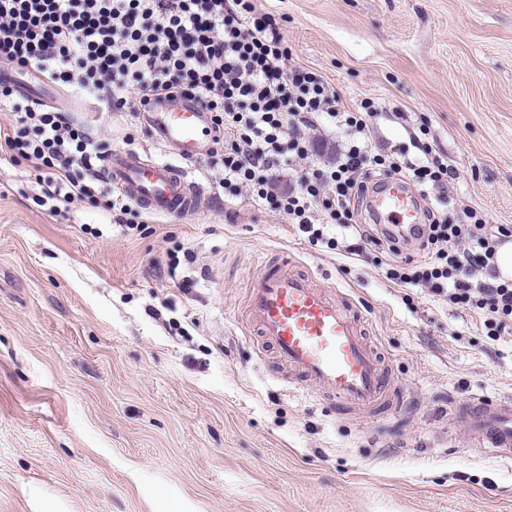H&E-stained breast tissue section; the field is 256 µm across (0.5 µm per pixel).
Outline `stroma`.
I'll list each match as a JSON object with an SVG mask.
<instances>
[{
    "mask_svg": "<svg viewBox=\"0 0 512 512\" xmlns=\"http://www.w3.org/2000/svg\"><path fill=\"white\" fill-rule=\"evenodd\" d=\"M252 3L347 109L384 111L376 147L427 123L458 172L440 203L452 221L512 225V0ZM90 130L174 158L117 112ZM192 176L209 210L129 237L99 208L55 213L31 167L0 158V512H512V459L471 447L453 413L512 398V332L489 340L476 313L371 258L312 248L216 192L206 162ZM278 251L361 311L393 362L396 416L338 417L243 335L247 273Z\"/></svg>",
    "mask_w": 512,
    "mask_h": 512,
    "instance_id": "stroma-1",
    "label": "stroma"
}]
</instances>
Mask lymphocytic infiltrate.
Masks as SVG:
<instances>
[{"label":"lymphocytic infiltrate","instance_id":"f902f5d3","mask_svg":"<svg viewBox=\"0 0 512 512\" xmlns=\"http://www.w3.org/2000/svg\"><path fill=\"white\" fill-rule=\"evenodd\" d=\"M0 62L35 68L76 90L90 112L137 119L175 100L197 104L215 133L210 156L225 196L249 193L310 245L350 255L370 246L392 256L388 280L478 312L490 340L512 327V279H501L496 265L512 225L489 224L475 210L456 224L427 208L414 237L417 262L403 256L405 240L389 225L362 223L378 179L407 175L425 197L445 192L457 172L426 140L423 124L409 146L375 149V102L346 109L321 75L292 63L282 28L251 0H0ZM4 110L13 116L5 135L10 157L31 165L45 197L89 203L112 213L126 234L143 231L141 211L105 188L108 141L1 85ZM323 120L345 145L320 166L311 160V133ZM285 164L288 186L281 189L276 172Z\"/></svg>","mask_w":512,"mask_h":512}]
</instances>
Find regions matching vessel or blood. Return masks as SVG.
Segmentation results:
<instances>
[{
    "label": "vessel or blood",
    "instance_id": "b4317fda",
    "mask_svg": "<svg viewBox=\"0 0 512 512\" xmlns=\"http://www.w3.org/2000/svg\"><path fill=\"white\" fill-rule=\"evenodd\" d=\"M0 81L24 98L48 102L51 83L41 75L28 80L12 66H0ZM201 114L195 105L172 103L151 118L159 139L172 146L183 166L153 162L135 150L112 153L108 181L151 215L172 216L204 209L208 195L193 180L187 165L200 161L208 147L198 135ZM370 208L382 223L401 234L421 222L418 194L404 181L387 179L373 194ZM244 335H257L278 361L302 383L334 400L336 414L348 409L373 413L397 404V385L385 360L372 350L360 319L347 298L315 285L288 263L266 261L248 291ZM468 425L473 445L512 458V400L477 395L456 406Z\"/></svg>",
    "mask_w": 512,
    "mask_h": 512
}]
</instances>
